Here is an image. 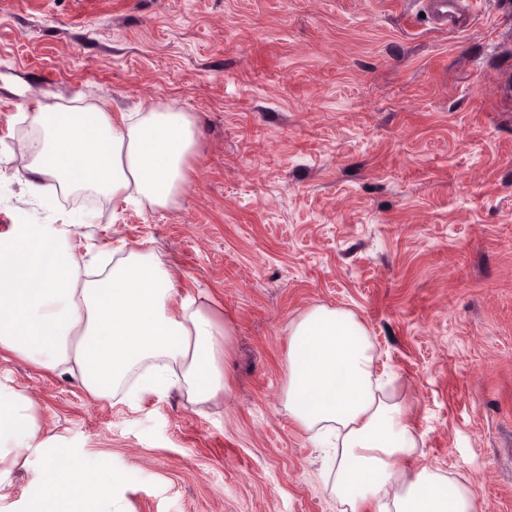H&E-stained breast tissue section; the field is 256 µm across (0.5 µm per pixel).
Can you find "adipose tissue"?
<instances>
[{
  "label": "adipose tissue",
  "instance_id": "adipose-tissue-1",
  "mask_svg": "<svg viewBox=\"0 0 512 512\" xmlns=\"http://www.w3.org/2000/svg\"><path fill=\"white\" fill-rule=\"evenodd\" d=\"M20 176L30 201L47 190L88 193L157 209L189 188L198 126L178 106L152 103L115 120L104 106L72 98L25 114ZM74 225L27 222L0 239V353L79 377L96 399L137 407L178 391L208 408L226 391L222 358L230 328L192 295L172 266L132 245L79 255ZM281 404L320 448L334 449L325 483L343 512H476L471 481L419 463L423 437L375 373L374 340L349 309L316 304L288 323ZM29 494L0 498V512H124L111 467H85L71 444L48 433L35 397L0 381V491L29 460Z\"/></svg>",
  "mask_w": 512,
  "mask_h": 512
}]
</instances>
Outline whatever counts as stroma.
I'll use <instances>...</instances> for the list:
<instances>
[{"label":"stroma","instance_id":"1","mask_svg":"<svg viewBox=\"0 0 512 512\" xmlns=\"http://www.w3.org/2000/svg\"><path fill=\"white\" fill-rule=\"evenodd\" d=\"M420 0H0V235L92 211L77 250L143 242L229 324L227 390L137 409L0 356L51 433L121 477L129 512H341L279 399L288 322L352 310L404 383L423 462L512 512V0L450 31ZM83 96L192 112L170 209L63 194L28 206L21 117Z\"/></svg>","mask_w":512,"mask_h":512}]
</instances>
